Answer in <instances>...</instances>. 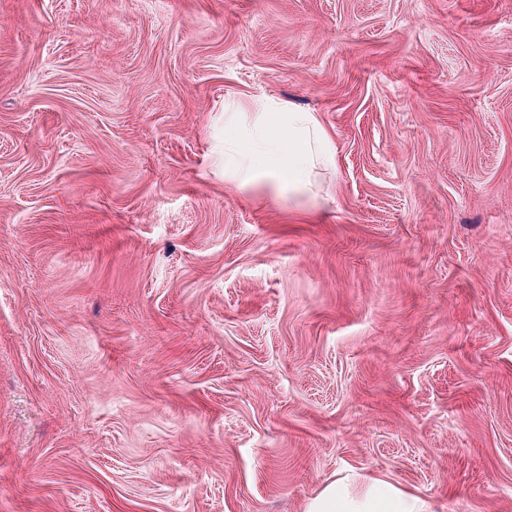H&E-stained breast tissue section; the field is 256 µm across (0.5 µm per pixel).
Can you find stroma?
<instances>
[{"label": "stroma", "mask_w": 512, "mask_h": 512, "mask_svg": "<svg viewBox=\"0 0 512 512\" xmlns=\"http://www.w3.org/2000/svg\"><path fill=\"white\" fill-rule=\"evenodd\" d=\"M318 113L326 205L213 167ZM512 512V0H0V512ZM305 512H433V509L424 497L405 494L360 474H349L327 484L309 500Z\"/></svg>", "instance_id": "35a3bbf8"}]
</instances>
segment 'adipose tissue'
<instances>
[{
  "label": "adipose tissue",
  "instance_id": "adipose-tissue-1",
  "mask_svg": "<svg viewBox=\"0 0 512 512\" xmlns=\"http://www.w3.org/2000/svg\"><path fill=\"white\" fill-rule=\"evenodd\" d=\"M226 180L247 186L266 180L280 192L305 196L316 165L334 161L331 140L317 113L277 100L253 112L224 115V143L218 151ZM306 512H433L424 497L359 474L327 484Z\"/></svg>",
  "mask_w": 512,
  "mask_h": 512
}]
</instances>
